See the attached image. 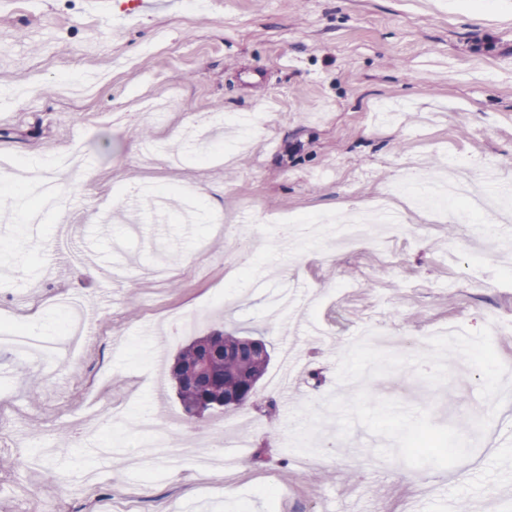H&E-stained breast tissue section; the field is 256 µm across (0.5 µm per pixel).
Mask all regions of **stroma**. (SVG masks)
Instances as JSON below:
<instances>
[{"instance_id":"stroma-1","label":"stroma","mask_w":512,"mask_h":512,"mask_svg":"<svg viewBox=\"0 0 512 512\" xmlns=\"http://www.w3.org/2000/svg\"><path fill=\"white\" fill-rule=\"evenodd\" d=\"M111 2L0 0V157L49 171L74 146L96 172L58 176L65 223L0 206L15 246L0 330L58 347L51 368L0 347V512H512V401L448 471L379 458L360 425L343 439L326 422L308 456L288 446L294 410L355 392L336 365L362 328L425 341L453 320L512 323V247L493 250L512 229L471 213L452 233L443 215L347 253L265 221L369 208L409 161L439 173L452 153L471 182L492 165L512 186V0H157L123 22ZM63 297L88 316L75 354ZM216 329L262 337L272 360L246 408L192 421L168 366ZM374 387L460 429L482 402L462 370L451 387L410 367ZM146 418L177 446L214 435L224 472L143 463ZM46 439L56 452L28 468Z\"/></svg>"}]
</instances>
